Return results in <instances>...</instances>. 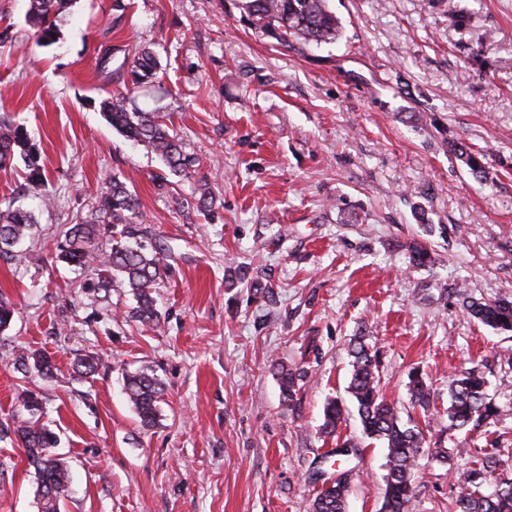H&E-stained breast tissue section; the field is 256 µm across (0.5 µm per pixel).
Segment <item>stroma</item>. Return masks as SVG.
<instances>
[{
	"label": "stroma",
	"instance_id": "stroma-1",
	"mask_svg": "<svg viewBox=\"0 0 512 512\" xmlns=\"http://www.w3.org/2000/svg\"><path fill=\"white\" fill-rule=\"evenodd\" d=\"M122 3L116 13L114 3ZM336 42L304 48L256 32L233 0H74L58 40L37 43L29 0H0V117L26 128L46 169L50 207L21 192L23 166L0 170V210L39 224L0 260V294L16 305L0 334V421L33 392L70 466L61 512H307L332 473L327 398L345 397L347 341L366 330L381 385L400 413L443 433L451 461L418 459L408 512H454L459 480L488 446L512 477V333L475 323L463 299H512V0H330ZM120 26H113L114 17ZM150 46L157 80L132 107L161 112L202 160L174 191L157 155L112 128L99 103L121 91L98 63ZM485 154V175L451 153ZM126 180L151 242L172 272L159 325L86 294V271L52 265L53 240L90 213L112 176ZM207 185L210 218L173 193ZM434 253L412 267L411 242ZM20 349L52 357L54 377H21ZM101 358L88 379L77 355ZM304 369L284 402L274 366ZM479 366L501 408L483 432H443L448 384ZM166 387L155 428H141L125 372ZM435 407L411 411L413 370ZM345 457L348 512H380L385 451L360 438ZM0 512H38L37 484L14 436L0 437Z\"/></svg>",
	"mask_w": 512,
	"mask_h": 512
}]
</instances>
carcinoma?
Instances as JSON below:
<instances>
[{
	"label": "carcinoma",
	"mask_w": 512,
	"mask_h": 512,
	"mask_svg": "<svg viewBox=\"0 0 512 512\" xmlns=\"http://www.w3.org/2000/svg\"><path fill=\"white\" fill-rule=\"evenodd\" d=\"M73 0H30L28 21L38 42L47 45L59 35L58 22L69 12ZM247 21L262 34L281 43H296L302 47L318 46L335 41L341 31L329 0H235ZM158 61L152 50L141 48L128 66H120L116 73L124 77L132 88L153 83ZM100 109L108 122L128 140L154 152L169 169L171 175L188 178L200 164L199 158L186 149L167 123V115L145 112L129 107V97L117 94L103 99ZM21 160L26 170V181L34 193L45 194L44 203L52 198L46 195L48 178L39 149L31 142L27 131L0 119V168ZM176 205L183 211L207 214L215 209V197L204 185L190 196H178ZM142 223L135 194L127 183L114 176L97 199L89 215L76 214L54 243L53 260L68 266L90 268L93 276L83 283L86 292L93 294L105 306H110L112 290L126 288L135 305L127 317L141 323H158L161 314L154 294L171 265L163 248L148 244L137 228ZM34 215L22 208L0 211V257L13 256L14 248L35 233ZM413 267L435 264L433 253L424 245L409 247ZM468 315L482 324L500 331L512 332V301H470L464 305ZM14 304L0 294V333L9 329ZM350 358L347 392L353 402L362 435L385 445L387 462L384 475V497L381 512H407L415 493L414 470L423 448L430 445L423 429L401 424L398 412L381 392V378L377 352L363 335L354 336L347 346ZM100 359L93 353L79 356L72 365L73 374L81 379L95 375ZM14 368L23 373L34 369L44 376L55 370L52 360L37 351L18 352ZM280 388L285 400L292 401L299 390L304 372L298 368L275 365ZM125 393L140 422L145 427L155 425L160 415V403L165 394L164 383L154 374L143 370L130 372L124 378ZM409 400L412 407L430 410L432 391L419 372L410 374ZM28 416L16 415L12 431L24 449L27 465L37 479L38 512H60V504L68 496L69 469L67 461L55 452L58 435L36 417L41 403L33 393L23 398ZM500 408L488 394V381L478 367L459 372L450 383V402L447 409L448 430L468 426L477 429L494 420ZM346 419L344 404L332 398L324 407L322 431L327 435L338 432ZM498 460L485 457L480 465L461 477L455 500L458 512H512V478L496 475ZM494 484V490L485 494L482 488ZM351 482L348 471L342 470L332 484L324 487L309 506V512H347Z\"/></svg>",
	"instance_id": "carcinoma-1"
}]
</instances>
